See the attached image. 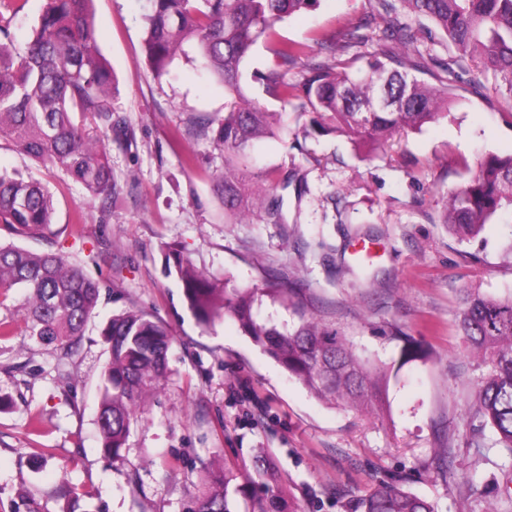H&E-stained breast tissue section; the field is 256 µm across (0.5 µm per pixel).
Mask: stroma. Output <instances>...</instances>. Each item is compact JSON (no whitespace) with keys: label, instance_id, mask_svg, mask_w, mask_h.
Instances as JSON below:
<instances>
[{"label":"stroma","instance_id":"35a3bbf8","mask_svg":"<svg viewBox=\"0 0 512 512\" xmlns=\"http://www.w3.org/2000/svg\"><path fill=\"white\" fill-rule=\"evenodd\" d=\"M44 0H0V27L23 48ZM142 0H94L97 43L115 75L109 157L112 210L60 170L10 144L0 169H17L54 196L50 236L23 240L59 253L99 281L101 295L72 360L28 334L23 290L0 299V512H187L202 468L232 476L230 512L270 487L289 512H351V503L400 481L437 512H512V458L471 444L467 406L472 358L457 326L458 293L512 291V217L494 218L471 240L442 222L448 189L462 185L482 156L512 155V102L494 76L459 81L446 118L396 135L361 159L342 133L305 135L309 116L282 110L262 85L249 97L282 112L286 132L251 149L247 177L272 185L282 223L253 217L226 223L211 176L224 155L188 134L194 115L224 113V91L192 59L153 79L142 50ZM368 0H321L280 24L283 39L307 45L287 72L299 80L321 60V34H342L370 15ZM370 240L368 271L354 246ZM182 249L216 278L240 287L269 274L304 290L309 311L342 330L379 363H397L402 337L428 349L399 365L375 417L313 396L229 320L199 326L174 277L167 247ZM143 309L169 328L168 374L134 418L121 461L101 448L96 417L108 352L101 330L112 315ZM449 453L451 472L439 458ZM273 467L266 485L248 484L256 456ZM69 484L76 500L54 497Z\"/></svg>","mask_w":512,"mask_h":512}]
</instances>
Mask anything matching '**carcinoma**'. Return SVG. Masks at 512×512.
Here are the masks:
<instances>
[{
    "mask_svg": "<svg viewBox=\"0 0 512 512\" xmlns=\"http://www.w3.org/2000/svg\"><path fill=\"white\" fill-rule=\"evenodd\" d=\"M92 0H45L37 25L23 50L0 39V139L45 167L57 168L79 182L93 198L107 203L114 184L108 152L112 144V69L97 45L90 18ZM320 0H147L142 14L143 51L153 78L169 74L191 47L202 68L224 87V116L199 118L196 134L224 151L225 169L214 177L224 214L235 218L256 205L248 184L239 178L253 141L279 138L284 129L275 113L250 99L245 90L247 63L265 40L281 64L301 58L304 47L278 37L277 25L312 10ZM384 28L375 38L352 26L344 39L324 36L317 44L335 63L308 64L300 83L270 69L257 74L266 92L282 107L310 112L312 130L343 131L355 147H383L401 131L419 130L448 115L455 103L458 72L472 82L492 73L512 100V0H370ZM431 20L453 54L445 76L431 85L412 74L433 60L419 19ZM384 49L353 75L337 58L373 40ZM512 213V156L489 153L469 179L446 195L444 223L459 239L478 236L497 215ZM54 198L46 185L18 170L0 169V224L13 234L36 238L51 233ZM167 269L181 284L188 310L203 327L230 318L263 353L316 397L367 412L382 403L388 367L359 354L338 330L317 321L299 305V289L285 288L275 276L262 286L239 288L200 270L183 251L165 253ZM25 291L30 335L68 356L84 336L98 304L100 287L64 256L0 244V296ZM268 297L293 310L297 323L287 326L257 317L256 306ZM458 328L478 354L474 403L469 417L490 428L492 447L512 458V294L484 295L462 289ZM109 354L100 385L97 425L105 455L122 459L144 395L166 377L171 337L159 319L142 310L112 317L101 331ZM426 349L410 340L401 362L422 360ZM204 490L192 495L188 512H230L231 478L216 479L209 469ZM360 512H435L434 504L397 483L373 492L356 505ZM246 512H285L270 490L247 502Z\"/></svg>",
    "mask_w": 512,
    "mask_h": 512,
    "instance_id": "carcinoma-1",
    "label": "carcinoma"
}]
</instances>
